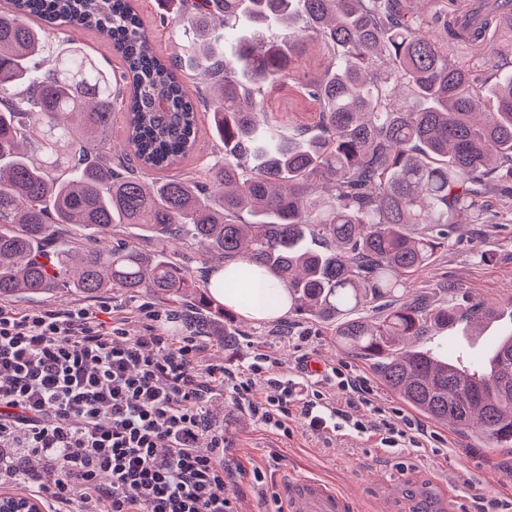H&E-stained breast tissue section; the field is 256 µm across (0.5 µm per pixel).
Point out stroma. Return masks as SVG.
I'll list each match as a JSON object with an SVG mask.
<instances>
[{"label":"stroma","mask_w":512,"mask_h":512,"mask_svg":"<svg viewBox=\"0 0 512 512\" xmlns=\"http://www.w3.org/2000/svg\"><path fill=\"white\" fill-rule=\"evenodd\" d=\"M136 8L150 30L158 50L167 57L188 55L191 36H170L159 27L158 0H137ZM490 41L473 46L466 41L448 45V57L467 70L484 104H491L497 74L512 70V26L496 24L489 29ZM75 37L106 70H120L121 60L111 43L96 32L68 34L59 30L47 43V50L63 47ZM327 53L321 43L307 46L298 59L293 78L267 96V109L293 126H313L318 108L300 92L301 83L321 76ZM413 294H428L434 300H451L466 308L476 303L496 307L512 300V201L498 193L489 196V221L462 224L457 241L439 251L433 261L415 276ZM216 335L205 337L209 364L242 372L257 351H268L280 361V373L313 385L321 384L327 397H335L337 387L329 383L333 370L360 376L371 390L370 398L386 410L403 409V402L375 376L368 361L348 355L336 345L330 328L318 323L289 324L287 319L253 321L238 318L233 336L220 337L223 319H216ZM499 326L482 336H466L461 330L440 332L431 340L449 359L469 367L483 362L497 340ZM320 370H310V362ZM214 413L224 425L232 464L246 473L230 487L244 512H255L257 500L248 470L261 467L268 481L267 512H277L284 480L292 476L323 477L336 481L344 490L360 494L366 512H420L431 504V512H453L459 498L469 501L468 512H480L478 499L487 497L512 501V471L502 468L499 449L476 446L473 436L445 424L425 421L428 439L423 447L402 448L390 453L377 438L356 437L347 432L314 431L298 419L288 433L264 428L249 412L232 402L216 407ZM467 474L471 482L456 481Z\"/></svg>","instance_id":"1"}]
</instances>
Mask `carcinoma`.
Returning a JSON list of instances; mask_svg holds the SVG:
<instances>
[{
	"mask_svg": "<svg viewBox=\"0 0 512 512\" xmlns=\"http://www.w3.org/2000/svg\"><path fill=\"white\" fill-rule=\"evenodd\" d=\"M166 24L192 32L188 62L163 58L133 0H9L0 14V301L73 288L87 297L145 293L194 310L213 334L223 307L208 283L162 251L104 241L115 224L153 238L184 236L206 256L246 265L226 293L269 308L288 291L299 322L333 328L417 413L512 455V328L470 369L429 347L401 344L497 311L409 297L413 276L459 224H483L488 187L512 198V73L496 77L493 111L448 60L459 37L409 0H160ZM288 39H266L274 25ZM59 27L107 37L123 61L108 72L76 42L44 58ZM328 51L301 86L319 106L314 131L266 109L309 41ZM406 85L410 100L398 98ZM125 149L112 152L116 108ZM223 157L172 173L194 149L198 112ZM94 228L51 251L57 228ZM371 309L368 316L356 312Z\"/></svg>",
	"mask_w": 512,
	"mask_h": 512,
	"instance_id": "carcinoma-1",
	"label": "carcinoma"
}]
</instances>
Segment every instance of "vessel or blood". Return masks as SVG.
I'll use <instances>...</instances> for the list:
<instances>
[{"label": "vessel or blood", "mask_w": 512, "mask_h": 512, "mask_svg": "<svg viewBox=\"0 0 512 512\" xmlns=\"http://www.w3.org/2000/svg\"><path fill=\"white\" fill-rule=\"evenodd\" d=\"M282 498L283 512H362L360 497L317 477L300 476L289 480Z\"/></svg>", "instance_id": "obj_1"}]
</instances>
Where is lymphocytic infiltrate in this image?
Instances as JSON below:
<instances>
[{
	"instance_id": "lymphocytic-infiltrate-1",
	"label": "lymphocytic infiltrate",
	"mask_w": 512,
	"mask_h": 512,
	"mask_svg": "<svg viewBox=\"0 0 512 512\" xmlns=\"http://www.w3.org/2000/svg\"><path fill=\"white\" fill-rule=\"evenodd\" d=\"M140 313L132 334L104 301L0 305V488L20 489L45 512H96L103 497L111 512H242L229 493L224 429L208 414L221 392L275 431L297 415L314 428L334 420L389 449L422 445L423 427L372 404L355 376L337 372L332 400L278 373L264 353L248 371H227L205 363L194 336L169 333L177 315L148 305ZM33 458L56 471L53 486L40 483Z\"/></svg>"
}]
</instances>
